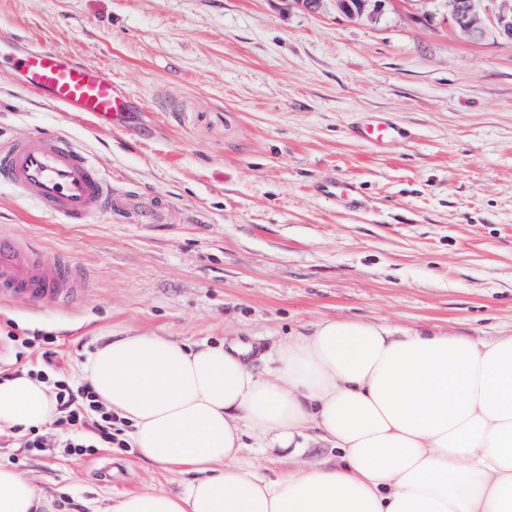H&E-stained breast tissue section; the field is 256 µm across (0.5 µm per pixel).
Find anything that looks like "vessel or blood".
Returning a JSON list of instances; mask_svg holds the SVG:
<instances>
[{
    "label": "vessel or blood",
    "instance_id": "vessel-or-blood-1",
    "mask_svg": "<svg viewBox=\"0 0 512 512\" xmlns=\"http://www.w3.org/2000/svg\"><path fill=\"white\" fill-rule=\"evenodd\" d=\"M0 71L17 85L69 112H84L98 124L122 126L129 100L109 73L78 61L62 50L26 37L0 36ZM355 136L378 147L398 145L404 132L384 117L354 130ZM0 186L33 200L40 209L65 224H89L100 214H122L125 202L115 197L112 183L88 156L65 135L42 131L0 142ZM324 197L357 205L351 183L322 188ZM84 287L81 271L68 259L24 245L0 230V298L68 305Z\"/></svg>",
    "mask_w": 512,
    "mask_h": 512
}]
</instances>
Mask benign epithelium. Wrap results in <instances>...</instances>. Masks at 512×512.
I'll list each match as a JSON object with an SVG mask.
<instances>
[{
	"label": "benign epithelium",
	"mask_w": 512,
	"mask_h": 512,
	"mask_svg": "<svg viewBox=\"0 0 512 512\" xmlns=\"http://www.w3.org/2000/svg\"><path fill=\"white\" fill-rule=\"evenodd\" d=\"M446 6V19L461 31L480 37L486 25H491L497 34L512 41V0H490L493 9H481L483 0H443ZM384 0H364L360 7L352 9L336 0V8L345 10L353 18L373 20L378 17Z\"/></svg>",
	"instance_id": "benign-epithelium-1"
}]
</instances>
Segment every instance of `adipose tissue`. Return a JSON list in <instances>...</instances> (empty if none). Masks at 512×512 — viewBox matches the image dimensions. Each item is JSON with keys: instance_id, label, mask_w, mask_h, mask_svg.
I'll use <instances>...</instances> for the list:
<instances>
[{"instance_id": "1", "label": "adipose tissue", "mask_w": 512, "mask_h": 512, "mask_svg": "<svg viewBox=\"0 0 512 512\" xmlns=\"http://www.w3.org/2000/svg\"><path fill=\"white\" fill-rule=\"evenodd\" d=\"M270 361L262 377L237 348L149 334L99 346L83 378L142 458L188 477L111 512H512V334L480 343L324 320ZM55 415L45 383L0 380V432ZM315 448L334 463H307ZM256 450L288 470L262 473ZM48 508L0 467V512Z\"/></svg>"}]
</instances>
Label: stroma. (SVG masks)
I'll list each match as a JSON object with an SVG mask.
<instances>
[{"mask_svg":"<svg viewBox=\"0 0 512 512\" xmlns=\"http://www.w3.org/2000/svg\"><path fill=\"white\" fill-rule=\"evenodd\" d=\"M19 34L108 71L125 126L22 91L0 72V138L69 136L115 193L158 213L61 224L0 186V227L87 276L68 306L0 301V368L40 365L42 336L79 376L115 336L250 346L253 370L323 319L430 328L476 342L512 334V41L477 38L437 0H386L378 20L334 0H0ZM384 116L394 147L354 137ZM355 183L347 209L318 186ZM31 339L17 353L14 337ZM118 478L102 482L107 465ZM52 512H106L185 477L136 449L91 456L0 445Z\"/></svg>","mask_w":512,"mask_h":512,"instance_id":"35a3bbf8","label":"stroma"}]
</instances>
